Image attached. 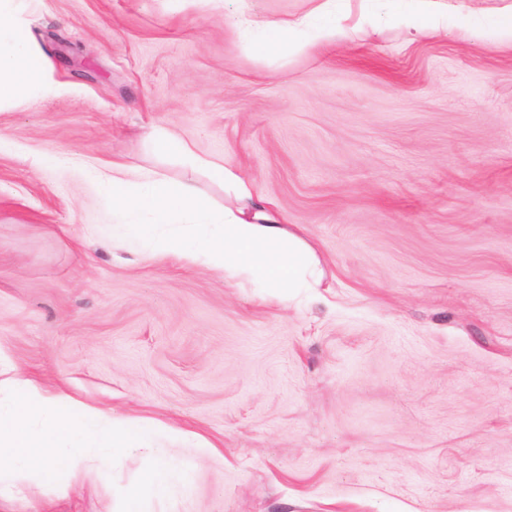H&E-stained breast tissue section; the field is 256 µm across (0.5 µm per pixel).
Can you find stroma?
<instances>
[{
	"label": "stroma",
	"instance_id": "obj_1",
	"mask_svg": "<svg viewBox=\"0 0 512 512\" xmlns=\"http://www.w3.org/2000/svg\"><path fill=\"white\" fill-rule=\"evenodd\" d=\"M447 3L432 35L337 0L378 24L280 57L222 0H32L58 90L0 108V361L166 428L195 483L145 512H512V40L485 35L512 0ZM155 126L255 180L316 248L313 295L98 232L115 160L231 204ZM142 464L11 480L0 512H117Z\"/></svg>",
	"mask_w": 512,
	"mask_h": 512
}]
</instances>
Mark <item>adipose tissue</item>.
I'll return each instance as SVG.
<instances>
[{"label":"adipose tissue","instance_id":"obj_1","mask_svg":"<svg viewBox=\"0 0 512 512\" xmlns=\"http://www.w3.org/2000/svg\"><path fill=\"white\" fill-rule=\"evenodd\" d=\"M30 0H0V103L47 92L46 72L27 30L23 14ZM407 26L426 33L448 25L443 0H403ZM236 31H261L259 48L271 54L301 49L313 16L330 17L320 31L332 41L345 29L336 21V0H319L312 15L269 19L255 13L250 0H236ZM156 153L170 155L223 185L235 206L215 205L194 181H173L155 174L128 178L121 163H113L104 183L112 192V207L134 241L150 257L162 261L201 263L220 273L226 284L248 281L256 293L288 304L320 287L322 263L312 245L283 226L279 213L265 204L252 180L235 166L196 156L175 133L155 127L147 136Z\"/></svg>","mask_w":512,"mask_h":512}]
</instances>
